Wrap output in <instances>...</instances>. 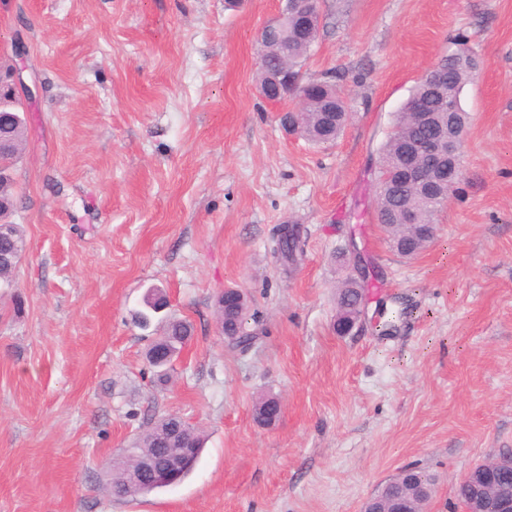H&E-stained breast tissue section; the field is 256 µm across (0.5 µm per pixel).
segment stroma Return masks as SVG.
Wrapping results in <instances>:
<instances>
[{
	"mask_svg": "<svg viewBox=\"0 0 512 512\" xmlns=\"http://www.w3.org/2000/svg\"><path fill=\"white\" fill-rule=\"evenodd\" d=\"M281 6L0 0V64L39 88L13 170L22 311L0 294V512H361L410 465L436 478L426 512H460L461 475L512 452V0H321L303 73L340 76L349 112L328 144L282 128L298 99L259 94L257 35ZM459 51L480 61L461 178L406 258L376 219L380 150ZM282 224L301 228L289 269ZM352 242L367 313L408 308L390 335L334 330ZM154 288L194 327L165 385L135 320ZM227 288L250 299L244 355L219 330ZM266 395L283 403L271 426ZM160 415L200 430L196 468L113 498L103 461Z\"/></svg>",
	"mask_w": 512,
	"mask_h": 512,
	"instance_id": "stroma-1",
	"label": "stroma"
}]
</instances>
